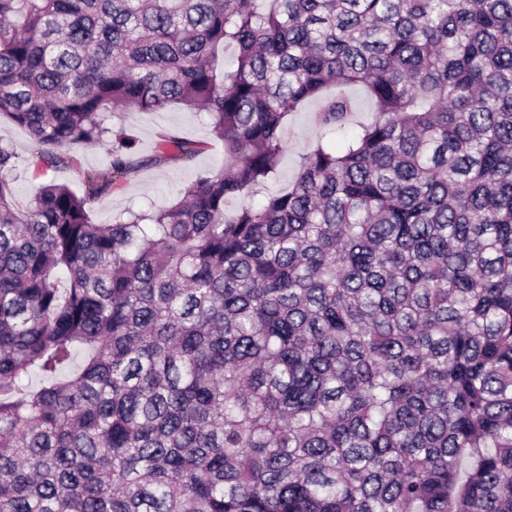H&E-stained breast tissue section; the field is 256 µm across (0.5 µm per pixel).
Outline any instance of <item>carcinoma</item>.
Listing matches in <instances>:
<instances>
[{
	"instance_id": "obj_1",
	"label": "carcinoma",
	"mask_w": 512,
	"mask_h": 512,
	"mask_svg": "<svg viewBox=\"0 0 512 512\" xmlns=\"http://www.w3.org/2000/svg\"><path fill=\"white\" fill-rule=\"evenodd\" d=\"M258 2L0 0V119L112 156L20 209L0 138V512H512V0ZM173 104L224 167L92 223ZM349 95L356 102V111L348 116L345 128L336 134L337 141L341 143L348 139L353 127L357 123L369 122L373 117V112H370L372 108L371 103L360 87L349 89ZM318 106L317 102H312L302 111L293 112L288 116L284 131L287 149L281 159L277 174L271 180L257 186L249 195L230 202L227 207L229 215L241 206L259 205L267 196L288 186L296 172L299 155L319 139L320 131L314 122V113Z\"/></svg>"
}]
</instances>
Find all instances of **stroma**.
Segmentation results:
<instances>
[{
    "label": "stroma",
    "mask_w": 512,
    "mask_h": 512,
    "mask_svg": "<svg viewBox=\"0 0 512 512\" xmlns=\"http://www.w3.org/2000/svg\"><path fill=\"white\" fill-rule=\"evenodd\" d=\"M317 109V103L312 102L302 111L288 116L284 131L287 149L276 175L252 193L230 202L228 212H235L242 206L259 205L267 196L287 187L296 172L300 154L320 136L314 122ZM107 119L109 125L125 129L135 139L138 156L153 154L167 136L197 142L200 151L193 157L163 167L141 168L116 182L108 194L89 201L94 223L108 224L129 210L147 213L175 202L201 175L218 170L224 164V144L213 135L206 113L172 105L159 112L111 111ZM0 138L9 141L19 155V165L13 174L19 204H26L51 181L67 185L81 195L85 192V175L94 174L105 180L112 177L107 148L77 145L71 151L73 164L47 168L38 160V150L23 128L1 120Z\"/></svg>",
    "instance_id": "obj_1"
}]
</instances>
